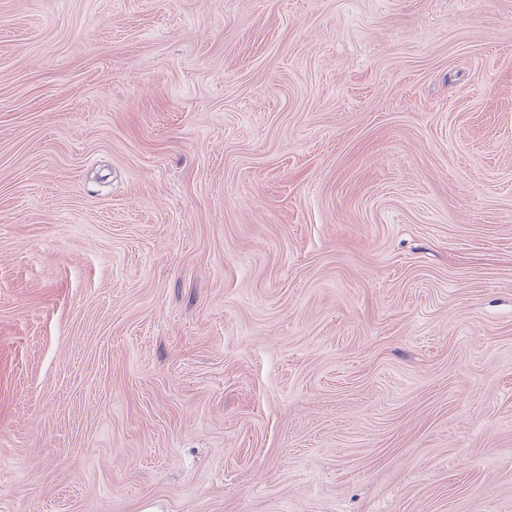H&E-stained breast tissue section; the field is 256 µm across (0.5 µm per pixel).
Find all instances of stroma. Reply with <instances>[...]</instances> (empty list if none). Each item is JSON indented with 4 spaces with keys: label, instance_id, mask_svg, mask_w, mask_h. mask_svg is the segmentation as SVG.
Instances as JSON below:
<instances>
[{
    "label": "stroma",
    "instance_id": "obj_1",
    "mask_svg": "<svg viewBox=\"0 0 512 512\" xmlns=\"http://www.w3.org/2000/svg\"><path fill=\"white\" fill-rule=\"evenodd\" d=\"M512 512V0H0V512Z\"/></svg>",
    "mask_w": 512,
    "mask_h": 512
}]
</instances>
